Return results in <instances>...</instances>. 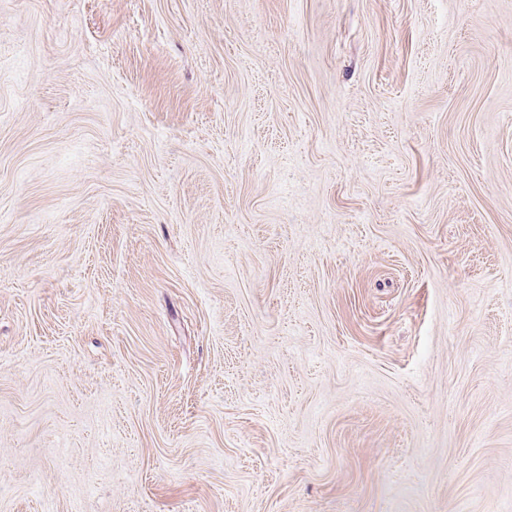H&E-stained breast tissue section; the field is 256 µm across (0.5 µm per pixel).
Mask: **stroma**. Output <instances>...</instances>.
<instances>
[{"mask_svg":"<svg viewBox=\"0 0 512 512\" xmlns=\"http://www.w3.org/2000/svg\"><path fill=\"white\" fill-rule=\"evenodd\" d=\"M0 512H512V0H0Z\"/></svg>","mask_w":512,"mask_h":512,"instance_id":"obj_1","label":"stroma"}]
</instances>
